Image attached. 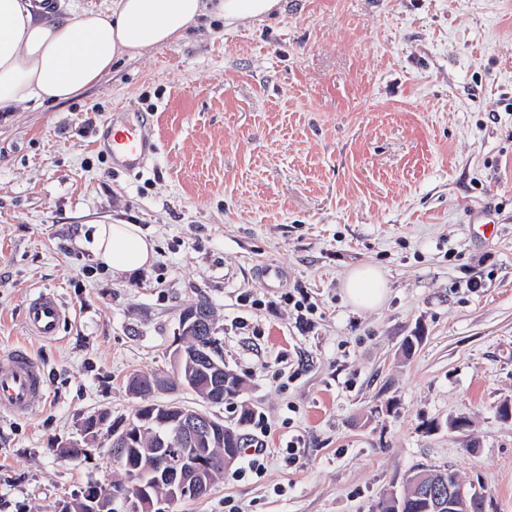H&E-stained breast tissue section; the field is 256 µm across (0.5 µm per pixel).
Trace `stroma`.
<instances>
[{"mask_svg": "<svg viewBox=\"0 0 512 512\" xmlns=\"http://www.w3.org/2000/svg\"><path fill=\"white\" fill-rule=\"evenodd\" d=\"M137 112L158 153L130 173L94 142ZM97 219L139 225L154 261L102 268ZM358 264L386 275L378 309L344 301ZM300 287L318 305L306 329L284 299ZM43 293L67 311L55 340L25 327ZM202 295L245 383L213 413L249 404L267 452L176 512H376L421 466L512 512V0H288L1 116L0 352L26 347L46 389L0 411V512L121 478L107 434L85 460L60 448L93 413L132 415L129 375L172 374Z\"/></svg>", "mask_w": 512, "mask_h": 512, "instance_id": "stroma-1", "label": "stroma"}]
</instances>
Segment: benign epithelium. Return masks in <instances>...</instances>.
Wrapping results in <instances>:
<instances>
[{"instance_id": "obj_1", "label": "benign epithelium", "mask_w": 512, "mask_h": 512, "mask_svg": "<svg viewBox=\"0 0 512 512\" xmlns=\"http://www.w3.org/2000/svg\"><path fill=\"white\" fill-rule=\"evenodd\" d=\"M202 329L195 307L182 310L179 318L178 335L181 339L193 336L194 332ZM196 361L205 366L206 372L213 377L214 385L220 386L225 376L231 373L225 365L217 362L204 350L196 353ZM176 412L177 427L173 435L196 446L191 459L173 464L169 457L162 455L158 449L165 447L168 436L155 434L153 447L146 449V459H138L137 467L141 468L136 474L138 481L132 485L133 497L130 498L137 509L153 512L159 507L170 505L171 500L178 497L201 496L209 489L213 473L224 465V455L215 449L223 443V420L199 410H187L180 406L173 408ZM84 433L99 434L107 432L112 445V455L122 463L121 469L127 471L130 464L127 461L125 448L130 439L140 440L139 433L130 432V426L123 423L110 425V416L95 413L88 416L82 423ZM83 512H98L101 503L112 499V488L94 484L85 495L77 496ZM448 512H475L485 510L479 504L478 497L465 492L463 486L448 487V500L444 503Z\"/></svg>"}]
</instances>
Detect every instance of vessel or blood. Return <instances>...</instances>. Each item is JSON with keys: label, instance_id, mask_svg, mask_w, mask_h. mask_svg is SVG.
Segmentation results:
<instances>
[{"label": "vessel or blood", "instance_id": "vessel-or-blood-1", "mask_svg": "<svg viewBox=\"0 0 512 512\" xmlns=\"http://www.w3.org/2000/svg\"><path fill=\"white\" fill-rule=\"evenodd\" d=\"M110 142L115 165L125 170L143 167L158 151L156 141L134 122L112 123ZM66 317L65 309L50 294L31 299L25 310L28 333L45 340L57 337ZM44 390L41 369L30 353L22 349L0 353V410L27 411Z\"/></svg>", "mask_w": 512, "mask_h": 512}]
</instances>
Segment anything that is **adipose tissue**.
<instances>
[{
    "instance_id": "adipose-tissue-1",
    "label": "adipose tissue",
    "mask_w": 512,
    "mask_h": 512,
    "mask_svg": "<svg viewBox=\"0 0 512 512\" xmlns=\"http://www.w3.org/2000/svg\"><path fill=\"white\" fill-rule=\"evenodd\" d=\"M283 0H0V114L32 103L70 100L98 83L114 63L181 39L201 18L225 24L261 22L283 13ZM96 260L115 273L149 266L155 244L135 224L98 223ZM356 309L380 307L387 297L382 271L364 265L343 280Z\"/></svg>"
}]
</instances>
